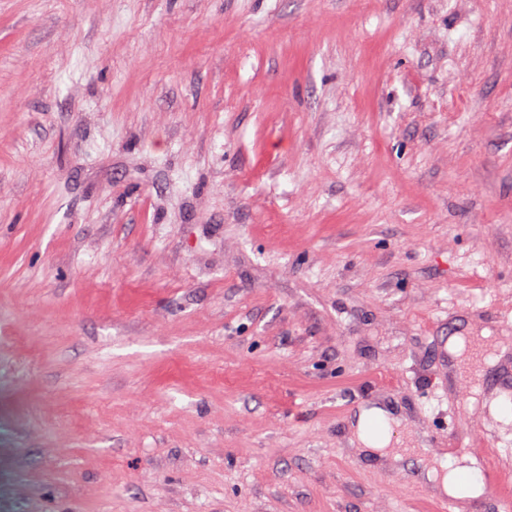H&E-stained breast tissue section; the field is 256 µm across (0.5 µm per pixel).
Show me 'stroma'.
I'll use <instances>...</instances> for the list:
<instances>
[{"instance_id":"35a3bbf8","label":"stroma","mask_w":512,"mask_h":512,"mask_svg":"<svg viewBox=\"0 0 512 512\" xmlns=\"http://www.w3.org/2000/svg\"><path fill=\"white\" fill-rule=\"evenodd\" d=\"M508 391L512 0H0V512H512ZM396 421L389 412L382 408L364 410L359 416L355 436L359 449L364 453H383L391 444V422ZM377 425L382 432L379 435L371 432V427ZM476 460L470 456L462 458L449 457L441 459V469L444 470L441 475V487L453 497L476 496L480 493V486L475 479L468 483L461 482L462 475L471 474L477 471L475 467Z\"/></svg>"}]
</instances>
